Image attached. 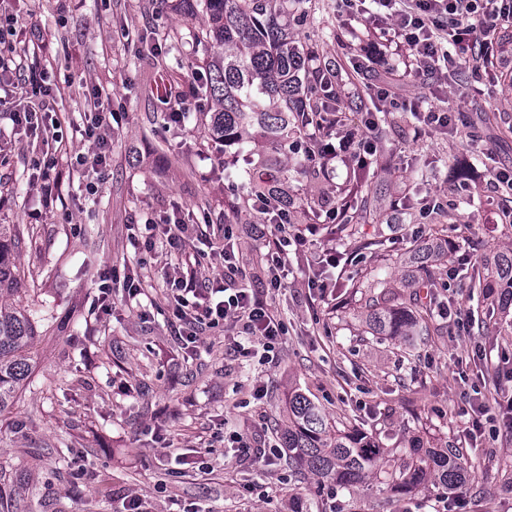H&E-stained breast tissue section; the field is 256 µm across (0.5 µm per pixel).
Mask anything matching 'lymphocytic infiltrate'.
<instances>
[{
    "label": "lymphocytic infiltrate",
    "instance_id": "obj_1",
    "mask_svg": "<svg viewBox=\"0 0 512 512\" xmlns=\"http://www.w3.org/2000/svg\"><path fill=\"white\" fill-rule=\"evenodd\" d=\"M386 12L388 26L382 40H369L366 64L385 65L387 70L403 69L405 75L440 69L453 71L464 64L480 69L498 58L500 30L512 26V0H375ZM364 132L351 130L337 134L336 142L318 143L308 149L310 162L365 161L379 143L373 135V119H365ZM207 299L192 303L181 295L174 298V314L191 320L188 333L196 342L200 332L228 323L249 336L257 337L265 348H273L286 333L267 301L253 289L227 288L220 281L209 282Z\"/></svg>",
    "mask_w": 512,
    "mask_h": 512
}]
</instances>
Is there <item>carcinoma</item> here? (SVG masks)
Segmentation results:
<instances>
[{
	"instance_id": "obj_1",
	"label": "carcinoma",
	"mask_w": 512,
	"mask_h": 512,
	"mask_svg": "<svg viewBox=\"0 0 512 512\" xmlns=\"http://www.w3.org/2000/svg\"><path fill=\"white\" fill-rule=\"evenodd\" d=\"M190 16L203 15L199 26L189 31L203 57L196 68L205 79L192 85V94L207 103L199 110L211 136L239 151L253 152L252 170L244 191L224 203L232 213H248L264 224L279 218V211L291 204L288 180V139L299 141L309 127L324 137L342 122L338 99L325 93L332 81L327 71H314V47H304L280 23L293 10L304 17L309 0H181ZM156 38L169 42L171 55L162 61L168 70L185 68L178 56L183 33L177 28L157 30ZM383 168L377 154L357 166L349 191L336 201L340 224L336 232L352 239L356 251L384 256L386 239L369 236L362 225L370 223L368 198L361 188ZM441 239L416 240L400 263L404 267L401 287L394 291L388 279L369 271L349 285L360 295L365 333L379 339L392 336L404 342L410 356L417 346L435 332L434 304L447 284L440 281L434 266L443 259ZM19 240L8 224H0V415L12 407L33 368L31 349L36 326L31 316L1 299L11 296L17 284L16 263ZM503 288L494 306L502 312L512 308V251L497 252L473 269L469 287L487 295ZM281 447L288 466L320 485L355 494L375 486L383 497L379 512H398L401 502L429 485L454 491L465 478L467 461L446 448L412 447L396 462L377 435L356 427L340 428L298 389L288 391L287 415L281 429ZM12 472L0 468V512H28Z\"/></svg>"
}]
</instances>
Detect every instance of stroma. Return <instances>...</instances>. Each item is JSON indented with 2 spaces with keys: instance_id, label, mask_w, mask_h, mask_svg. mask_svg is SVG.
Masks as SVG:
<instances>
[{
  "instance_id": "stroma-1",
  "label": "stroma",
  "mask_w": 512,
  "mask_h": 512,
  "mask_svg": "<svg viewBox=\"0 0 512 512\" xmlns=\"http://www.w3.org/2000/svg\"><path fill=\"white\" fill-rule=\"evenodd\" d=\"M0 11L17 20L0 57L24 74L46 70L58 89L46 127L0 112V224L12 225L21 241L17 298L35 312L38 333L32 374L0 416V462L37 489L33 512H122L132 493L146 512H288L293 495L323 512H378L377 490L338 494L289 466L275 427L292 384L334 421L380 435L393 451L418 434L463 452L469 473L454 501L421 492L401 503L402 512H512V493L500 483L512 461V426L499 405L512 391L501 376L512 342L500 338L482 295L469 290L468 271L447 292L460 319L440 312V333L410 360L394 341L364 335L348 288L358 268L350 240L299 224L309 244L290 252L288 285L274 291L263 269L275 234L250 231L229 240L240 263L225 273L222 226L238 217L224 210L233 192L224 167L243 172L248 164L236 149L206 139L196 113L167 125L151 93L159 68L146 42L154 30L189 26L178 0H0ZM282 22L301 43L316 45L322 61L340 64L371 112L394 109L376 98L375 83L388 82L399 100L394 110L403 120L381 139L390 164L365 189L380 207L379 225L365 230L383 233L391 257L439 221L420 211L418 199H457L452 162L475 201L461 206L462 225L441 234L448 254L439 277L459 253L475 263L512 248V189L489 182L491 171L512 169V83L502 77L512 71V28L501 35L503 59L478 78L436 72L411 81L379 67L354 69L363 46L348 35L352 24H385L373 0L356 5L350 21L337 0H311L306 22L291 15ZM93 89L117 114L102 166L92 164L94 146L84 135ZM431 105L454 106L455 129L420 122ZM38 158L55 162L49 202L33 180ZM414 158L429 162L426 181L416 180ZM348 173L342 165L326 180L293 173L294 210L304 197L339 195ZM91 183L96 193L88 192ZM170 216L186 224L176 252L144 230ZM330 246L343 255L341 268L327 271L333 286L309 287L311 266ZM173 255L189 287L228 274L263 294L287 330L274 352L258 346L240 356L234 346H251L249 337L227 335L222 325L194 344L179 336L164 269ZM115 267L148 273L136 298L120 282L102 295L100 277ZM480 403L482 431L474 438L469 410ZM237 433L253 437V448L232 447Z\"/></svg>"
}]
</instances>
